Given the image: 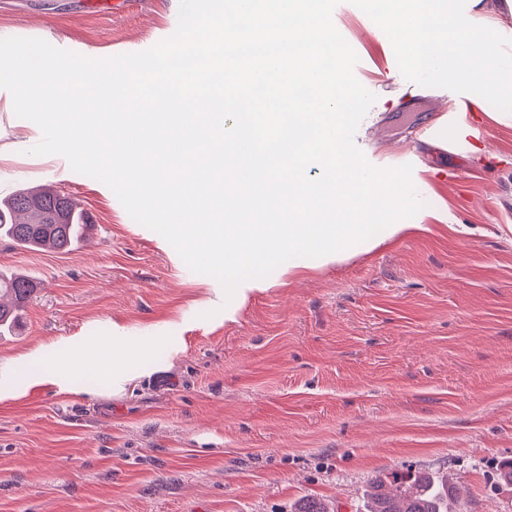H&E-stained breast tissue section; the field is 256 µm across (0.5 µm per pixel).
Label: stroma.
<instances>
[{
    "label": "stroma",
    "instance_id": "obj_1",
    "mask_svg": "<svg viewBox=\"0 0 512 512\" xmlns=\"http://www.w3.org/2000/svg\"><path fill=\"white\" fill-rule=\"evenodd\" d=\"M112 2L0 0V38L104 59L176 28L179 0ZM332 17L375 97L354 143L412 165L424 206L416 230L290 259L243 303L105 184L31 155L41 131L0 89V200L50 187L94 222L66 253L0 240V271L34 286L0 334V512H360L392 471L448 473L456 512H512V113L405 79L350 0ZM115 345L122 378L58 364Z\"/></svg>",
    "mask_w": 512,
    "mask_h": 512
}]
</instances>
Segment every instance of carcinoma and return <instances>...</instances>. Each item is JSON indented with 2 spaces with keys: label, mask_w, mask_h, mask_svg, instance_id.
<instances>
[{
  "label": "carcinoma",
  "mask_w": 512,
  "mask_h": 512,
  "mask_svg": "<svg viewBox=\"0 0 512 512\" xmlns=\"http://www.w3.org/2000/svg\"><path fill=\"white\" fill-rule=\"evenodd\" d=\"M92 218L71 197L21 188L0 202V238L34 250L68 252ZM33 291L28 277L0 272V328L14 326ZM448 481L423 473H381L372 478L367 512H448Z\"/></svg>",
  "instance_id": "1"
}]
</instances>
